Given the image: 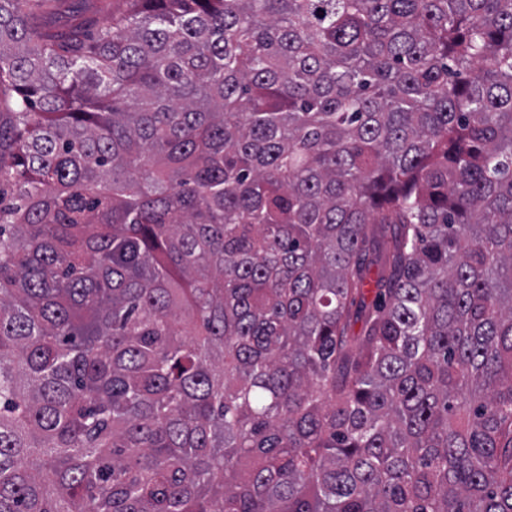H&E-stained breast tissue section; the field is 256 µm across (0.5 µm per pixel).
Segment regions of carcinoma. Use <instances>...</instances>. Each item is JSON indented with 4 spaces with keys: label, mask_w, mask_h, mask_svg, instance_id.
I'll list each match as a JSON object with an SVG mask.
<instances>
[{
    "label": "carcinoma",
    "mask_w": 512,
    "mask_h": 512,
    "mask_svg": "<svg viewBox=\"0 0 512 512\" xmlns=\"http://www.w3.org/2000/svg\"><path fill=\"white\" fill-rule=\"evenodd\" d=\"M61 2L0 0V512H512V0Z\"/></svg>",
    "instance_id": "carcinoma-1"
}]
</instances>
